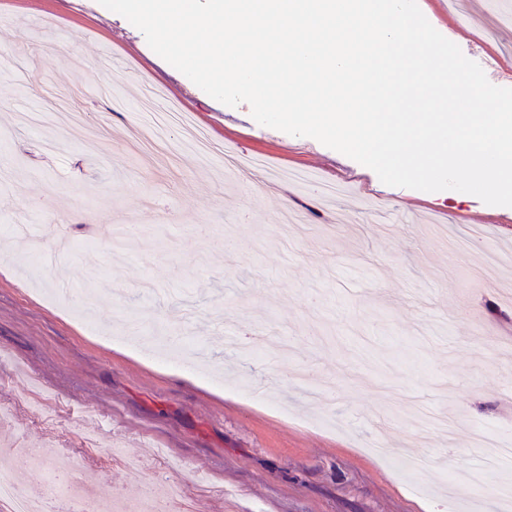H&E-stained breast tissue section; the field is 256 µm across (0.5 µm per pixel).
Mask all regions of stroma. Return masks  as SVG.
<instances>
[{
	"mask_svg": "<svg viewBox=\"0 0 512 512\" xmlns=\"http://www.w3.org/2000/svg\"><path fill=\"white\" fill-rule=\"evenodd\" d=\"M512 88V0H417ZM189 112L200 155L158 111ZM264 160L239 168L233 157ZM0 437L129 499L205 473L197 512H502L512 210L382 183L258 124L98 0H0ZM469 238L458 252L459 237ZM182 339L146 355L125 338ZM289 354L249 352L255 326ZM103 436L124 450L87 446ZM436 449L426 478L371 452Z\"/></svg>",
	"mask_w": 512,
	"mask_h": 512,
	"instance_id": "stroma-1",
	"label": "stroma"
}]
</instances>
